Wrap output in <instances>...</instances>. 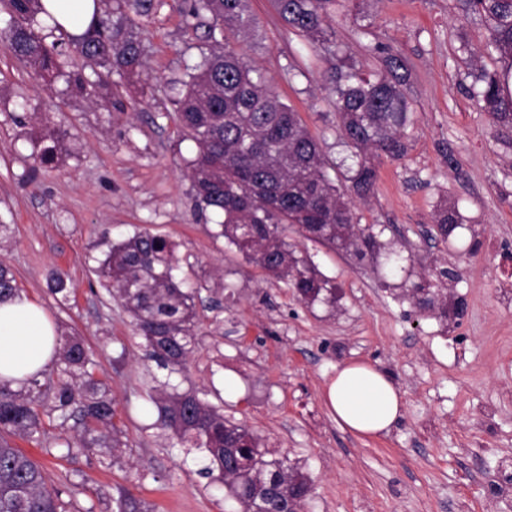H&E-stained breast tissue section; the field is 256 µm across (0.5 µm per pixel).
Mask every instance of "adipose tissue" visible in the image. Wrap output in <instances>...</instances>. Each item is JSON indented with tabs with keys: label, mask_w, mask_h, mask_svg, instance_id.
Segmentation results:
<instances>
[{
	"label": "adipose tissue",
	"mask_w": 512,
	"mask_h": 512,
	"mask_svg": "<svg viewBox=\"0 0 512 512\" xmlns=\"http://www.w3.org/2000/svg\"><path fill=\"white\" fill-rule=\"evenodd\" d=\"M54 353V328L41 305L22 294L0 301V380H20L44 371ZM326 400L336 423L360 435L386 433L402 416L400 390L363 363L337 367Z\"/></svg>",
	"instance_id": "1"
}]
</instances>
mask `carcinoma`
I'll use <instances>...</instances> for the list:
<instances>
[{
  "mask_svg": "<svg viewBox=\"0 0 512 512\" xmlns=\"http://www.w3.org/2000/svg\"><path fill=\"white\" fill-rule=\"evenodd\" d=\"M100 11L79 36L63 31L42 0H0L7 50L37 78H62L71 90L109 112L125 111L123 88L144 73V48L136 34L137 19L149 16L155 0H97ZM339 0H274L288 28L320 44ZM463 10L485 20L483 51L512 60V0H464ZM186 16L206 19L207 38L223 30L225 44L214 42L187 73L176 100V120L197 147L189 161L197 209L223 217L215 238L246 256L308 304L336 302L335 287L296 254L285 241L292 227L306 239L353 250L363 261L382 244L375 226L357 224L349 194L364 199L377 182L375 164L364 157L405 153L403 132L413 110L403 92L409 70L398 54L387 53L378 68L364 69L345 58L328 70L338 116V131L352 149V163L334 182L319 140L299 113L269 86L264 74L231 42L249 35L255 19L247 0H191ZM78 47L80 68L67 55ZM91 74H85V69ZM474 98L496 127L512 128V95L502 93L501 72L477 68ZM32 156L48 166L55 162L60 138L54 132L30 139ZM439 237L462 224L456 206L435 215ZM103 258L97 273L102 286L120 302L135 331L145 340L146 357L167 371L153 387L160 428L180 442L206 453L205 473L224 484L234 512H300L311 491L310 480L288 459L261 447L247 426L224 417L223 409L183 390L170 377L186 376L195 341L198 306L204 285L179 278L175 246L162 236L135 229L124 240L102 235ZM68 276L55 271L49 292L67 299ZM18 293L11 269L0 263V300ZM93 361L81 340L64 337L53 375L33 377L17 388L0 382V432L41 443L47 428L74 421L79 445L87 451L123 447L112 398L94 377ZM0 512H68L62 491L47 483L40 466L0 438Z\"/></svg>",
  "mask_w": 512,
  "mask_h": 512,
  "instance_id": "cac0c4a2",
  "label": "carcinoma"
}]
</instances>
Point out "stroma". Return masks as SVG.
I'll return each mask as SVG.
<instances>
[{"mask_svg": "<svg viewBox=\"0 0 512 512\" xmlns=\"http://www.w3.org/2000/svg\"><path fill=\"white\" fill-rule=\"evenodd\" d=\"M258 25L244 52L296 109L331 162L350 150L338 136L321 45L299 36L270 0H250ZM184 0H158L141 19L145 94L108 113L68 92L64 80H34L0 32V222L15 233L0 248L21 293L42 305L57 335L80 337L123 422L120 452L62 456L56 429L45 446L10 437L77 512H112L118 488L146 512H229L222 484L203 473L205 454L156 427L143 341L95 273L102 231L119 241L135 228L176 245L188 280L220 301L200 309L187 369L194 386L222 394L224 414L279 450L312 481L302 512H512V130L494 134L468 92L461 44L479 49L480 17L459 0H370L361 24L337 16L330 29L346 58L375 68L380 49L402 56L415 123L402 159H376L374 195L354 210L380 224L406 261L358 263L297 232L288 241L336 288L335 305L305 304L269 280L194 208L189 165L196 147L180 134L174 101L188 66L209 41L188 27ZM61 129L57 161L36 166L31 138ZM453 152L457 167L444 155ZM457 205L463 226L432 238V217ZM456 265L459 322L420 314L396 296L404 277L436 288L434 269ZM73 291L59 303L52 271ZM366 362L401 391L402 417L389 433L340 428L325 390L338 365ZM236 390L228 395L225 382Z\"/></svg>", "mask_w": 512, "mask_h": 512, "instance_id": "35a3bbf8", "label": "stroma"}]
</instances>
